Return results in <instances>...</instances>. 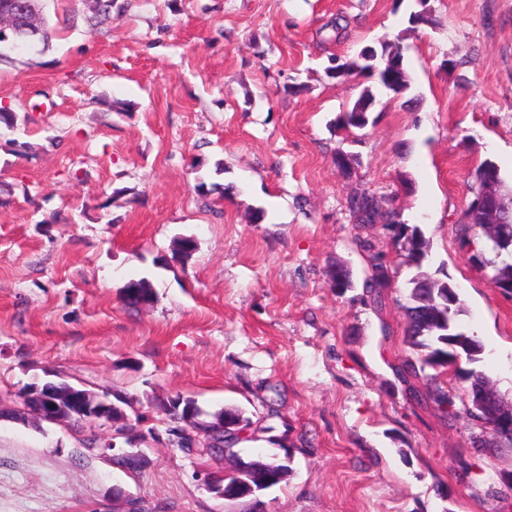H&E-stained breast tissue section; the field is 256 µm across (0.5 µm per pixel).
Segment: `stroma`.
I'll use <instances>...</instances> for the list:
<instances>
[{"mask_svg": "<svg viewBox=\"0 0 512 512\" xmlns=\"http://www.w3.org/2000/svg\"><path fill=\"white\" fill-rule=\"evenodd\" d=\"M43 4L58 37L0 64L18 115L0 123V403L64 379L146 429L177 396L237 408L270 427L240 456L290 472L225 500L204 484L222 457L164 440L135 474L84 450L107 424L1 421L0 512H512V449L474 448L465 382L441 374L447 409L410 374L414 269L373 229L390 273L374 304L347 207L366 190L419 225L424 271L455 286L483 345L474 370L512 396V297L458 238L482 161L512 186V0H428L418 27L417 0H116L97 27L83 0ZM384 41L408 90L337 128L376 81L328 78L329 56ZM179 237L196 242L185 261ZM339 266L353 288L332 287ZM131 280L149 305H124Z\"/></svg>", "mask_w": 512, "mask_h": 512, "instance_id": "stroma-1", "label": "stroma"}]
</instances>
